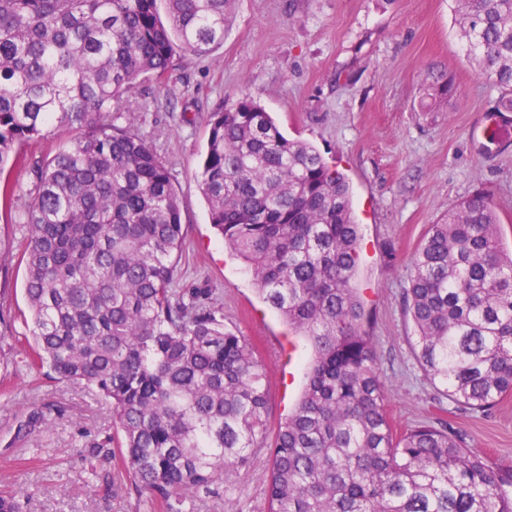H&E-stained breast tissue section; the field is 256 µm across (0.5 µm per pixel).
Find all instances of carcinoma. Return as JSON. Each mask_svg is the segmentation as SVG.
Masks as SVG:
<instances>
[{"label":"carcinoma","instance_id":"1","mask_svg":"<svg viewBox=\"0 0 512 512\" xmlns=\"http://www.w3.org/2000/svg\"><path fill=\"white\" fill-rule=\"evenodd\" d=\"M229 2L0 0V168L57 127L80 130L38 165L19 215L31 349L20 362L96 390L116 434L85 452L119 458L117 473L162 512H188L267 441V371L224 328L223 307L175 287L178 193L129 110L144 81L169 73L175 47L203 56L224 41ZM455 2L475 72L507 118L512 0ZM457 94L451 75L431 74L428 99ZM199 181L225 246L313 350L270 445L269 512H512V466L491 467L446 425L390 423L353 284L345 176L245 95L212 113ZM406 300L419 363L451 401L485 411L512 393V251L485 195L430 225ZM51 411L32 408L18 434Z\"/></svg>","mask_w":512,"mask_h":512}]
</instances>
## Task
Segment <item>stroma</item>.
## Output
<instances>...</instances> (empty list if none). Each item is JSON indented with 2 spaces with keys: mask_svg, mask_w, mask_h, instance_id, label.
<instances>
[{
  "mask_svg": "<svg viewBox=\"0 0 512 512\" xmlns=\"http://www.w3.org/2000/svg\"><path fill=\"white\" fill-rule=\"evenodd\" d=\"M436 70L453 75L459 94L424 112L423 89ZM243 95L348 178L361 234L355 284L394 428L441 422L490 465H511L512 394L484 413L458 409L426 378L404 303L414 251L430 224L462 199L486 194L502 242L512 247V145L489 140L499 92L477 77L452 0H234L223 42L203 56L175 50L166 80L144 84L131 105L136 129L174 175L185 234L180 285L220 302L225 327L254 345L268 371L273 435L306 382L311 344L262 301L216 234L198 178L212 112ZM76 135L55 130L25 147L23 163L0 170V184L17 188L13 214L0 212V490L16 491L25 512H150L132 490L109 491L91 480L92 468L112 469L91 465L84 454L112 435L109 406L84 386L12 363L10 334L21 330L27 310L18 215L30 202L35 164ZM42 404L57 414L19 437V422ZM251 455L249 466L226 475L193 512H267L270 450Z\"/></svg>",
  "mask_w": 512,
  "mask_h": 512,
  "instance_id": "stroma-1",
  "label": "stroma"
}]
</instances>
